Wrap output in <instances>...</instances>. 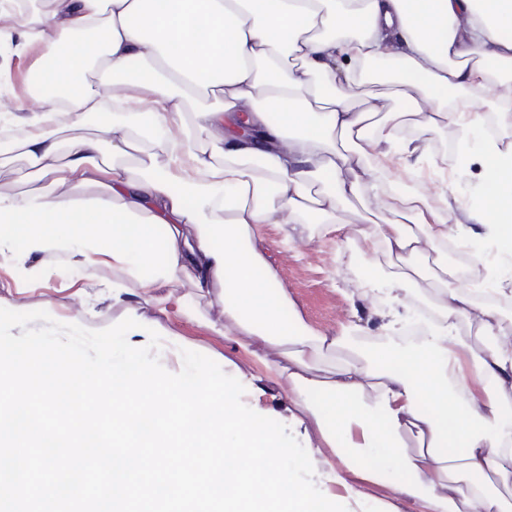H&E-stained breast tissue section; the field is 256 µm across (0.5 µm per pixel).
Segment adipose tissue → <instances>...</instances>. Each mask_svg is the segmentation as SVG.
Returning a JSON list of instances; mask_svg holds the SVG:
<instances>
[{"instance_id": "adipose-tissue-1", "label": "adipose tissue", "mask_w": 512, "mask_h": 512, "mask_svg": "<svg viewBox=\"0 0 512 512\" xmlns=\"http://www.w3.org/2000/svg\"><path fill=\"white\" fill-rule=\"evenodd\" d=\"M50 13L30 11L17 29L23 42H49L67 61L47 65L23 52L11 66L33 73L42 89L38 112H13L23 126L17 146L35 172L15 199L0 195V264L14 283L36 281V257L66 252L90 274L97 258L119 279L104 292L121 301L128 286L145 299L174 304L201 320L186 298L158 288L190 280L199 294L220 288L224 325L260 352L276 351L290 365L278 370L294 406L312 422L317 445L332 456L327 473L376 481L395 473L396 492L425 512H512V337L499 333L493 308L456 285L452 266L424 276L419 259L447 242L443 216L421 193L397 196L408 224L355 228L337 212L359 196L406 118L423 117L467 138L470 125L455 93L501 86L512 72V0H51ZM105 58L112 99L102 111L89 90V64ZM379 60L399 65L388 96L362 92ZM205 89L208 105L192 124L184 114L191 93ZM67 90L68 123L56 122L51 90ZM402 101L387 110L385 98ZM100 114L113 157L134 149V131H164L163 152L146 150L138 175L103 167L94 137L62 142V129L81 128ZM247 119L253 139L238 135ZM204 132L206 147L194 145ZM479 206L455 218L474 237L512 255V141L485 140ZM99 186L84 203L56 200L70 182ZM331 224L359 252L384 248L397 269L382 283L388 329L412 312L410 288L429 279L438 322L419 344L354 349L357 325L329 336L292 315L293 302L257 244L259 225ZM468 325L488 345L465 354ZM339 349L356 352L340 365ZM417 443L406 450V439Z\"/></svg>"}]
</instances>
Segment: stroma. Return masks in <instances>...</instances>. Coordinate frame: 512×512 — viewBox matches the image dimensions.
<instances>
[{"instance_id": "stroma-1", "label": "stroma", "mask_w": 512, "mask_h": 512, "mask_svg": "<svg viewBox=\"0 0 512 512\" xmlns=\"http://www.w3.org/2000/svg\"><path fill=\"white\" fill-rule=\"evenodd\" d=\"M468 110L475 122L467 141L456 144L455 135L445 127L413 129L423 152L414 177L436 210L452 205L454 209L472 206L471 191L483 186L482 169L477 162L484 141L482 122L491 107L482 96L469 97ZM260 246L278 273L302 319L313 329L328 335L338 334L343 325L359 322V339L372 349H379L386 335L382 320L373 307L354 312L352 296L363 282L379 283L393 269L385 251L359 253L354 242L338 237L326 225L312 224L304 234H293L287 224H266L261 228ZM47 273L40 287L20 291L14 288L7 270L0 269V307L14 311H47L64 322L78 310L86 313V327L100 330L129 316L125 306L113 304L91 282L70 267L64 258L45 263ZM208 318L191 321L174 309H161L153 302L135 305L138 328L127 334L130 345L147 346L150 332L162 338L158 357L166 370L179 372L183 366L181 349L200 352L217 362L225 373L237 378L245 387L243 402L259 414L271 417L287 427L297 440H304L296 426L298 410L290 403L285 388L274 370L287 366L282 355L271 352L258 361L234 336H226L219 327L224 323V306L217 296L200 302ZM315 483L327 498L339 499L348 512H421L418 504L399 496L391 479L359 482V499L347 496L343 486L316 477Z\"/></svg>"}]
</instances>
